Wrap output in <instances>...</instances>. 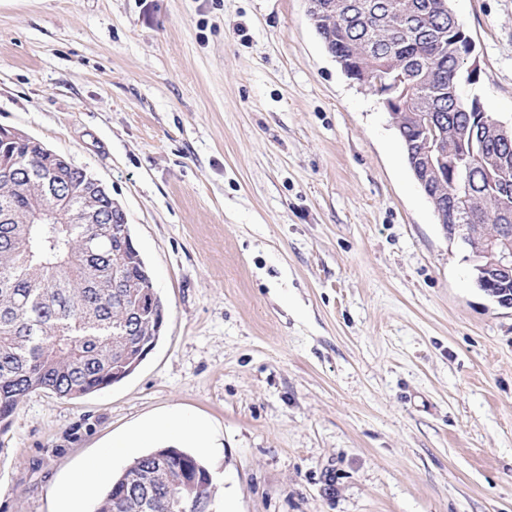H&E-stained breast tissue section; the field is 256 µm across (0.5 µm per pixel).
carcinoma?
Here are the masks:
<instances>
[{
  "label": "carcinoma",
  "mask_w": 512,
  "mask_h": 512,
  "mask_svg": "<svg viewBox=\"0 0 512 512\" xmlns=\"http://www.w3.org/2000/svg\"><path fill=\"white\" fill-rule=\"evenodd\" d=\"M310 11L328 52L354 77L405 74L407 111L436 119L448 143L446 224H469L490 239L512 229V183L489 159L512 165V138L490 135L492 113L463 98V26L442 0H317ZM408 163L423 145L420 125L398 128ZM112 193L35 139L0 127V433L30 393L75 399L133 373L160 338L165 306ZM82 209L84 223L47 213ZM492 300L512 302V278L474 277ZM94 512H217L213 478L180 448L135 458L96 496Z\"/></svg>",
  "instance_id": "cac0c4a2"
}]
</instances>
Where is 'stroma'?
<instances>
[{
	"label": "stroma",
	"mask_w": 512,
	"mask_h": 512,
	"mask_svg": "<svg viewBox=\"0 0 512 512\" xmlns=\"http://www.w3.org/2000/svg\"><path fill=\"white\" fill-rule=\"evenodd\" d=\"M448 7L479 66L463 94L512 125V0ZM0 127L111 191L166 308L119 384L21 403L0 512H56L174 410L216 434L236 512H512V309L307 0H0Z\"/></svg>",
	"instance_id": "35a3bbf8"
}]
</instances>
